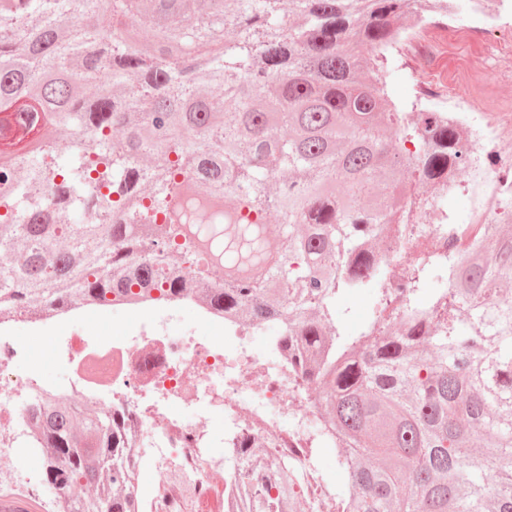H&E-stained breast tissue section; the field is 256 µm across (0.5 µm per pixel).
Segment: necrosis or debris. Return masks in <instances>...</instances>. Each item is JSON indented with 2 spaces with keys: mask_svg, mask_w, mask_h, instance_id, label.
I'll use <instances>...</instances> for the list:
<instances>
[{
  "mask_svg": "<svg viewBox=\"0 0 512 512\" xmlns=\"http://www.w3.org/2000/svg\"><path fill=\"white\" fill-rule=\"evenodd\" d=\"M500 140L496 125L469 140L473 158L492 156L498 163L496 169L472 178L476 222L483 230L512 211V157L500 153ZM184 303V298L156 290H133L121 304L136 319L112 335L74 333L72 317L88 312L86 303L56 306L27 321L34 331L49 326L55 330L49 355L71 368L58 394L85 403L105 390L112 395V410L127 416L133 431L126 457L127 490L133 498L143 499V512H200L219 491L224 494V512H241L247 477L217 484L215 477L224 467L205 453L206 434L200 422L177 418L172 407L188 401L205 410L222 407L225 438L248 435L271 442L276 457L306 445L307 426L316 410L304 403L290 426L273 418L272 410L284 408L285 395L294 389L287 364L268 367L253 345L251 327L205 305L197 307L195 326L181 327ZM201 326L222 332L223 343L201 341ZM29 358L27 339L15 335L10 321L0 318V499L27 503L33 501L31 492L5 462L15 457L17 448L36 441L29 426L30 400L46 393L47 387L37 368L18 369V362ZM247 380L259 384L261 402L252 407L231 405V397ZM146 469L158 480L145 497L140 477Z\"/></svg>",
  "mask_w": 512,
  "mask_h": 512,
  "instance_id": "4bbe7bcc",
  "label": "necrosis or debris"
}]
</instances>
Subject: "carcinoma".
Returning a JSON list of instances; mask_svg holds the SVG:
<instances>
[{
  "label": "carcinoma",
  "mask_w": 512,
  "mask_h": 512,
  "mask_svg": "<svg viewBox=\"0 0 512 512\" xmlns=\"http://www.w3.org/2000/svg\"><path fill=\"white\" fill-rule=\"evenodd\" d=\"M140 2L107 0L106 22L93 0H0V256L19 255L0 261V314L138 287L278 321L273 355L315 390L311 434L348 496L299 495L293 458L244 437V472L274 468L245 489L248 512H512V229L386 256L416 218L448 213L443 187L468 163L461 126L400 111L375 63L419 0H149L156 54L127 35ZM89 82L98 92L78 95ZM47 124L69 154L40 137ZM388 162L414 181L360 205ZM331 178L346 202L325 193ZM271 214L288 225L280 249ZM372 282V314L345 331L336 300ZM31 427L61 512H139L119 415L48 394Z\"/></svg>",
  "instance_id": "cac0c4a2"
}]
</instances>
